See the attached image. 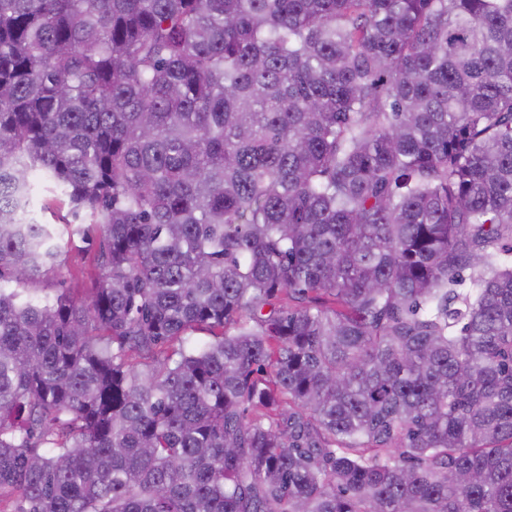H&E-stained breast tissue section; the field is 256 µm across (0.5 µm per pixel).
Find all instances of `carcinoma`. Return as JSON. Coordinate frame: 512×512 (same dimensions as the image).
Instances as JSON below:
<instances>
[{"label": "carcinoma", "instance_id": "carcinoma-1", "mask_svg": "<svg viewBox=\"0 0 512 512\" xmlns=\"http://www.w3.org/2000/svg\"><path fill=\"white\" fill-rule=\"evenodd\" d=\"M10 499L512 512V0H0ZM32 205L31 209L34 216L42 223L53 224L55 222V214L66 215L70 206L68 199L64 196H54L45 189V181L40 176L32 179ZM58 226L62 232L61 244L64 246V253L61 256L63 268L47 273L26 288H45V292L50 296L64 292L76 299H85L89 296L91 288H94V250H88L87 243L80 235L72 236L70 242V229L63 224Z\"/></svg>", "mask_w": 512, "mask_h": 512}]
</instances>
